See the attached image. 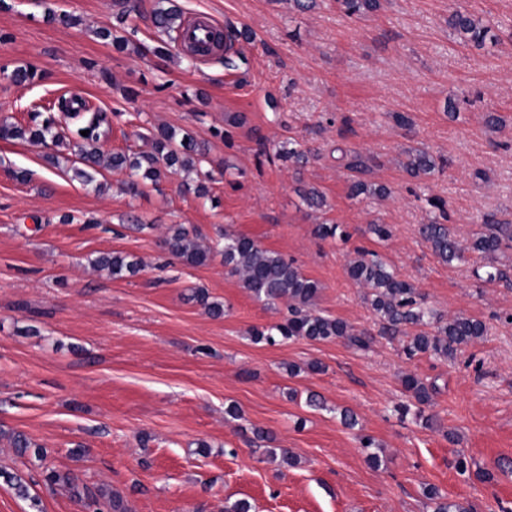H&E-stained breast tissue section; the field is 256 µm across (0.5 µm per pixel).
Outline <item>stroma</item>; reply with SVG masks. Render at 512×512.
I'll use <instances>...</instances> for the list:
<instances>
[{
  "mask_svg": "<svg viewBox=\"0 0 512 512\" xmlns=\"http://www.w3.org/2000/svg\"><path fill=\"white\" fill-rule=\"evenodd\" d=\"M6 2L0 122L66 126L63 98L112 114L105 152H150L144 132L165 126L193 136L206 157L196 172L141 182L133 196L122 171L83 184L72 144L0 139V431L47 451L20 456L0 438V471L31 493L19 498L0 478V512H93L47 484L48 468L120 494L128 512H226L239 500L251 512H431L430 486L472 512H512V472L497 467L512 461V285L475 274L512 267V247L492 257L468 249L447 264L419 234L433 196L467 248L486 219L512 222V0H381L361 18L336 0L309 11L291 0H140L128 24L144 54L99 38L103 28L124 33L116 0ZM159 5L244 32V63L231 71L221 56L194 59L175 41L168 55L151 54ZM51 10L74 24L48 21ZM456 10L490 24L484 44L449 27ZM29 65L39 78L10 81V70ZM236 112L245 121L229 127ZM490 112L504 125L488 127ZM397 113L411 127L397 126ZM290 144L311 150L307 164L280 158ZM411 147L433 156V173L406 174ZM356 153L388 197L350 196L346 164ZM202 180L204 198L193 191ZM311 187L323 208L302 202ZM324 222L349 240L319 238ZM373 223L388 225L390 238L371 234ZM175 224L199 232L211 262L190 267L163 251ZM228 233L294 260L322 285L316 311L368 332L369 349L253 342L251 330L281 322L286 309L226 272ZM359 247L380 253L443 318L483 320L485 336L452 359L406 357L407 337L380 335L367 287L348 275ZM112 252L139 260L140 272L94 267ZM198 288L224 304L223 316L194 299ZM314 361L321 372L308 371ZM407 373L432 386L430 404L414 405ZM312 394L323 408L307 406ZM344 409L355 428L342 424ZM362 435L375 439L380 467L368 463ZM277 448L294 464L271 458ZM460 457L467 471L456 469Z\"/></svg>",
  "mask_w": 512,
  "mask_h": 512,
  "instance_id": "obj_1",
  "label": "stroma"
}]
</instances>
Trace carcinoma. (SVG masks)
I'll use <instances>...</instances> for the list:
<instances>
[{
    "label": "carcinoma",
    "instance_id": "carcinoma-1",
    "mask_svg": "<svg viewBox=\"0 0 512 512\" xmlns=\"http://www.w3.org/2000/svg\"><path fill=\"white\" fill-rule=\"evenodd\" d=\"M341 10L348 17H361L380 8V0H337ZM154 22L159 31L171 36L180 20V14L174 9L157 8L153 11ZM451 29L468 43L482 45L490 32L488 25L476 20L468 12L456 11L449 20ZM110 128L107 113L96 110L89 116L81 130L88 135L79 136L77 143L80 159L90 167L101 166L112 170H126L130 180L126 182L128 190L138 192L136 177L157 185L162 180L190 169L196 156L200 155L197 142L189 135L181 138L168 127H159L151 133L152 151L144 153L116 152L106 154L101 151L99 141L102 133ZM1 139H20L43 145H58L62 135L53 131V121L47 120L35 127L0 124ZM406 172L418 178L430 174L436 167L433 157L421 148H412L406 152L404 163ZM347 169L353 173L350 195L387 197L390 190L363 179L368 166L362 156L355 154L347 163ZM423 239L431 246L435 254L445 263L460 261L465 250L446 224L433 218L420 228ZM512 242V224L498 222L491 225L490 232L476 237L469 250L482 255L496 253L502 245ZM167 250L183 264L200 266L206 264L211 250L202 246L197 233L183 225L171 227L164 240ZM94 264L109 271L114 277L126 274L136 275L141 268L138 260L130 259L120 253H106L94 260ZM224 267L230 275L239 278L242 288L253 293L258 299L269 304L287 302V315L282 322L251 331L257 342L273 345L292 339L327 341L345 339L351 345L365 349L370 338L354 328L350 323L314 312L312 306L318 297L321 285L306 277L294 261L267 250L252 239L224 234ZM349 277L371 289V298L367 299L372 310L379 317L382 331L391 335H408V329H415L410 342L404 347V353L411 358L419 353L452 358L458 349L485 335L487 326L480 319L456 316L445 320L425 305L423 298L410 282L391 271L378 253L366 249L357 250V258L348 267ZM194 299L203 305L214 317L224 315V305L209 300V294L203 290L195 293ZM435 331L430 332L428 328ZM404 390L417 404L425 405L431 399L428 385L412 373L402 378ZM5 478L22 499L31 498L29 486L21 477L3 473ZM45 479L51 484H63L74 494H79L76 478L68 473L54 469L47 472ZM425 496L434 504L433 512H468L458 502H451L442 496L435 487L425 489Z\"/></svg>",
    "mask_w": 512,
    "mask_h": 512
}]
</instances>
